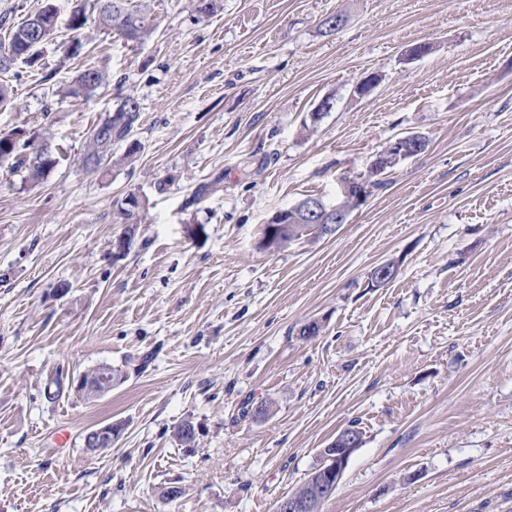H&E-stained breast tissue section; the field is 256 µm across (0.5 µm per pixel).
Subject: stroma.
Wrapping results in <instances>:
<instances>
[{"label":"stroma","instance_id":"35a3bbf8","mask_svg":"<svg viewBox=\"0 0 512 512\" xmlns=\"http://www.w3.org/2000/svg\"><path fill=\"white\" fill-rule=\"evenodd\" d=\"M150 5L142 47L92 18L7 75L0 134H38L58 163L34 183L0 161V512H273L354 423L364 440L321 512H512V0ZM90 65L106 86L56 95ZM127 95L140 153L86 171L90 130ZM414 134L425 151L335 233L259 249L275 211L335 201L340 176ZM102 363L126 374L109 393L47 396L57 371ZM109 423L111 450L88 454Z\"/></svg>","mask_w":512,"mask_h":512}]
</instances>
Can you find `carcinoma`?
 Listing matches in <instances>:
<instances>
[{
  "label": "carcinoma",
  "mask_w": 512,
  "mask_h": 512,
  "mask_svg": "<svg viewBox=\"0 0 512 512\" xmlns=\"http://www.w3.org/2000/svg\"><path fill=\"white\" fill-rule=\"evenodd\" d=\"M93 9L98 13L99 24L125 40L142 44L155 30L154 19L148 11V5L136 4L133 0H92L91 5L77 0L67 20V28L72 32L81 30L88 21L87 9ZM31 16L39 18L43 27L37 35L31 32L29 18H24L20 23L6 28L4 40L0 41V51L8 47L15 55V59L7 65L0 64V72L8 71L12 66L21 63L29 67L35 66L40 58V45L53 38L58 27V12L52 0H46ZM106 74L100 68L91 66L78 73L64 88V95L69 98L79 99L91 96L105 81ZM141 106L138 99L131 95L121 98L117 107L113 110L115 118L111 120L109 134L104 135L98 127H93L88 136V144L84 155L95 156L99 164L93 167L95 172H106L104 163L113 156L114 147L117 145L126 147L123 159L131 160L140 151V142H131L135 126L140 118ZM24 132H13L0 135V159L10 157L16 159L17 165L27 172V178L31 182L41 181L56 165L57 157L51 145L41 143L43 152L32 151L33 138L23 139ZM316 233L310 231V225L298 224L296 228L288 232V236L282 240L267 237L266 230H261L259 246L264 250H279L288 243L303 237H314ZM106 374L112 385L119 384L124 376L122 370L112 367L110 364H100L82 373L86 382L94 385L101 374Z\"/></svg>",
  "instance_id": "1"
}]
</instances>
